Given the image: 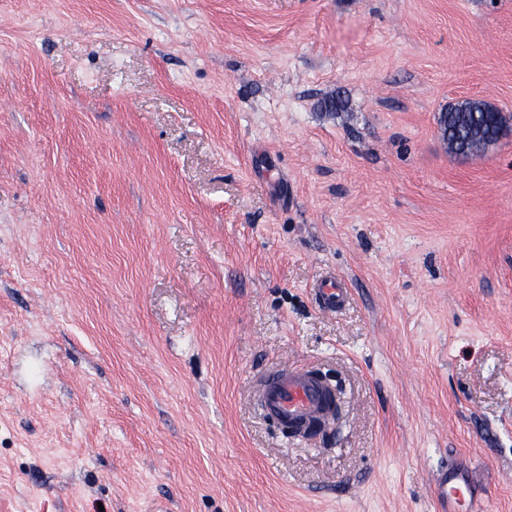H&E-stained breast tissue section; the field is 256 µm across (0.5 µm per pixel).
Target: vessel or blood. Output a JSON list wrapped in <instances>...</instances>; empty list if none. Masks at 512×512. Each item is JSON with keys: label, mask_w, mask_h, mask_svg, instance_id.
<instances>
[{"label": "vessel or blood", "mask_w": 512, "mask_h": 512, "mask_svg": "<svg viewBox=\"0 0 512 512\" xmlns=\"http://www.w3.org/2000/svg\"><path fill=\"white\" fill-rule=\"evenodd\" d=\"M315 296L323 309L340 308L347 297L342 279L329 275L315 287ZM265 411L281 424L308 423L328 415L325 385L310 374L282 369L268 375L259 389ZM441 505H453L455 512H470L471 485L467 480L442 476L435 486Z\"/></svg>", "instance_id": "obj_1"}]
</instances>
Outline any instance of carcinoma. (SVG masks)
<instances>
[{
    "instance_id": "1",
    "label": "carcinoma",
    "mask_w": 512,
    "mask_h": 512,
    "mask_svg": "<svg viewBox=\"0 0 512 512\" xmlns=\"http://www.w3.org/2000/svg\"><path fill=\"white\" fill-rule=\"evenodd\" d=\"M439 126L448 148L460 153L478 148L482 140L496 142L512 130L507 115L476 101L449 105L439 117Z\"/></svg>"
}]
</instances>
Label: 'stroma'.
Segmentation results:
<instances>
[{
    "label": "stroma",
    "instance_id": "stroma-1",
    "mask_svg": "<svg viewBox=\"0 0 512 512\" xmlns=\"http://www.w3.org/2000/svg\"><path fill=\"white\" fill-rule=\"evenodd\" d=\"M467 99L512 113V0H0V512H440L446 470L512 512V138L449 152ZM275 367L337 419L284 432ZM315 296L319 305L326 310L340 308L347 297V287L342 279L329 275L315 286Z\"/></svg>",
    "mask_w": 512,
    "mask_h": 512
}]
</instances>
